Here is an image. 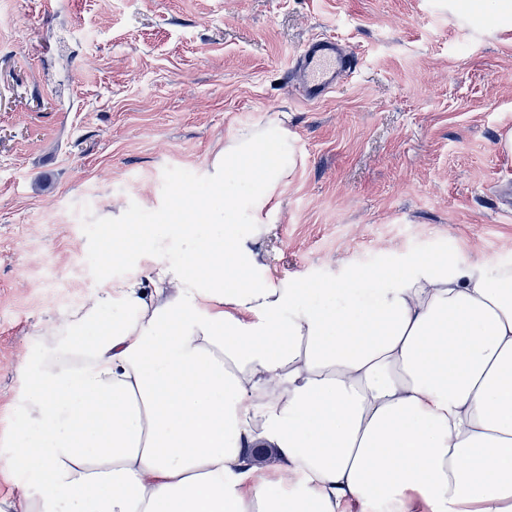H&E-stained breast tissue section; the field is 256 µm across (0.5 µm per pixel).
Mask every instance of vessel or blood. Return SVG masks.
I'll list each match as a JSON object with an SVG mask.
<instances>
[{
	"label": "vessel or blood",
	"mask_w": 512,
	"mask_h": 512,
	"mask_svg": "<svg viewBox=\"0 0 512 512\" xmlns=\"http://www.w3.org/2000/svg\"><path fill=\"white\" fill-rule=\"evenodd\" d=\"M355 68V58L339 38L329 34L311 39L292 59L291 76L298 100H322Z\"/></svg>",
	"instance_id": "obj_1"
}]
</instances>
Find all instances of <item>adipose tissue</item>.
<instances>
[{
	"mask_svg": "<svg viewBox=\"0 0 512 512\" xmlns=\"http://www.w3.org/2000/svg\"><path fill=\"white\" fill-rule=\"evenodd\" d=\"M285 123L209 160L200 233L42 329L0 512H512V266L413 255L357 297L267 275ZM157 227L116 224L111 264Z\"/></svg>",
	"mask_w": 512,
	"mask_h": 512,
	"instance_id": "ef3b65f1",
	"label": "adipose tissue"
}]
</instances>
